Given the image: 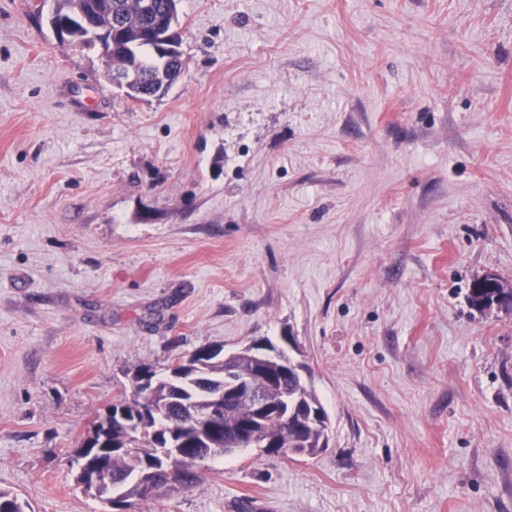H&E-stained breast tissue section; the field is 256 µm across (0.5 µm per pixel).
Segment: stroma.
I'll return each instance as SVG.
<instances>
[{
  "label": "stroma",
  "mask_w": 512,
  "mask_h": 512,
  "mask_svg": "<svg viewBox=\"0 0 512 512\" xmlns=\"http://www.w3.org/2000/svg\"><path fill=\"white\" fill-rule=\"evenodd\" d=\"M0 0V489L103 512L74 451L138 365L293 336L327 448L134 512H512V0H180L134 101ZM468 302L477 310L490 308L493 304L511 305L512 288H508L499 277L492 284L481 283L476 280L470 290Z\"/></svg>",
  "instance_id": "stroma-1"
}]
</instances>
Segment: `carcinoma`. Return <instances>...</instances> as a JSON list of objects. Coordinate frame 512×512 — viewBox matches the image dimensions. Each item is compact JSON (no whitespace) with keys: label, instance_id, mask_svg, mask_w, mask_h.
<instances>
[{"label":"carcinoma","instance_id":"1","mask_svg":"<svg viewBox=\"0 0 512 512\" xmlns=\"http://www.w3.org/2000/svg\"><path fill=\"white\" fill-rule=\"evenodd\" d=\"M178 0H54L49 24L58 28L60 42L83 49L112 43V61L105 63L107 79L125 89L133 99L160 97L183 75L182 36L178 27ZM168 35L159 40L156 30ZM471 307L484 310L494 304L511 305L512 288L501 279L492 284L475 281L468 296ZM253 372L250 351L243 350L228 364L224 348L203 346L188 358H180L160 375L144 364L132 374L130 390H125L105 407L93 422L96 436H104L75 454H104L112 470L111 484L101 483L97 497L122 505L124 487L153 471L161 484L167 476L173 491L199 485L205 464L198 458L209 453L224 455L225 445L234 435L238 422L250 420L263 437L283 435L281 416L275 408L259 411L245 400L224 401V421L215 425L206 441L195 442L192 410H207L213 398L229 386L225 373ZM276 390L288 396L291 432L288 447L293 455L312 457L328 445V415L306 380L293 373L274 381ZM184 441V457L164 459L156 449L171 441ZM3 512H28L27 502L16 494L0 490Z\"/></svg>","mask_w":512,"mask_h":512}]
</instances>
